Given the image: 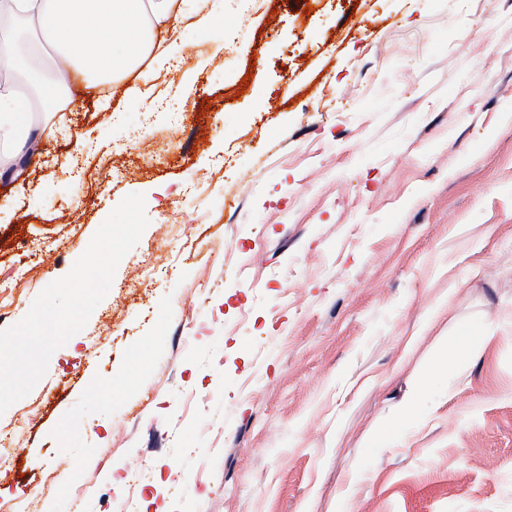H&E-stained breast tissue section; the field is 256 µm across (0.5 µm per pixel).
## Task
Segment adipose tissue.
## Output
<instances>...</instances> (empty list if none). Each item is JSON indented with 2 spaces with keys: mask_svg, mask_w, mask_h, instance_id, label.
<instances>
[{
  "mask_svg": "<svg viewBox=\"0 0 512 512\" xmlns=\"http://www.w3.org/2000/svg\"><path fill=\"white\" fill-rule=\"evenodd\" d=\"M24 20L32 39H0V75L19 64L50 68L53 86L68 89L71 74H80L84 89L99 92L135 72L149 83V62L161 63L173 53L188 13L175 0H0V15ZM43 99L16 86L0 88V175L28 157L29 138L47 137L48 124L34 123Z\"/></svg>",
  "mask_w": 512,
  "mask_h": 512,
  "instance_id": "1",
  "label": "adipose tissue"
}]
</instances>
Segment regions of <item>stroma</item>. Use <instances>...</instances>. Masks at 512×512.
Masks as SVG:
<instances>
[{
    "label": "stroma",
    "mask_w": 512,
    "mask_h": 512,
    "mask_svg": "<svg viewBox=\"0 0 512 512\" xmlns=\"http://www.w3.org/2000/svg\"><path fill=\"white\" fill-rule=\"evenodd\" d=\"M223 2L153 68L179 129L79 92L0 180V329L149 220L0 415V512H512V0ZM480 344L473 345L463 341L461 343H452L446 349L445 359L433 368V372H440L447 366L460 367L469 361L477 359L492 336H479Z\"/></svg>",
    "instance_id": "1"
}]
</instances>
